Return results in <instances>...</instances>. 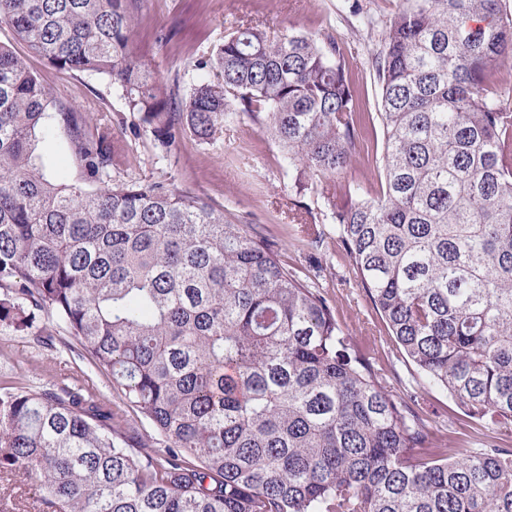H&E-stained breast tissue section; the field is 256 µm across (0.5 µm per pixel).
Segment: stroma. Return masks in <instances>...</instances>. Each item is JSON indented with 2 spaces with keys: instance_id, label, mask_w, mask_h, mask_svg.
<instances>
[{
  "instance_id": "obj_1",
  "label": "stroma",
  "mask_w": 512,
  "mask_h": 512,
  "mask_svg": "<svg viewBox=\"0 0 512 512\" xmlns=\"http://www.w3.org/2000/svg\"><path fill=\"white\" fill-rule=\"evenodd\" d=\"M397 4L398 0H141L130 50L155 73L161 94L182 96L199 81L197 62L222 41L234 22H266L275 32L292 28L315 36L333 34L354 62L352 80L360 110L373 129L358 146L360 161L345 169L338 181L374 192L380 171L363 161L364 156L381 152L383 140L372 58L382 46L385 24ZM0 43L24 58L54 104L73 107L90 122L111 123L115 139L126 150V162L113 171L114 180L171 181L224 205L240 223L255 226L273 244L280 262L330 302L353 349L383 376L392 398L406 403L425 423L434 442L476 448L494 439V425L467 416L446 390L428 385L398 351L386 322L361 287L335 225L325 215L319 181H312L306 194L297 195L285 152L264 127L240 112L214 139L185 138L166 149L138 114L129 111L122 89L110 76L59 72L16 42L4 24H0ZM34 155L53 181H82L83 173L65 140L36 142ZM297 204L308 207L309 223L324 229L319 245H312L288 223L285 214ZM54 335L53 345L48 346L0 323V386L21 384L39 390L56 379L85 383L98 399L110 404L116 421L129 424L140 436H153L151 424L114 389L111 375L83 356L66 326L56 324Z\"/></svg>"
}]
</instances>
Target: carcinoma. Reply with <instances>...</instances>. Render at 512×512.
<instances>
[{
  "instance_id": "1",
  "label": "carcinoma",
  "mask_w": 512,
  "mask_h": 512,
  "mask_svg": "<svg viewBox=\"0 0 512 512\" xmlns=\"http://www.w3.org/2000/svg\"><path fill=\"white\" fill-rule=\"evenodd\" d=\"M140 0H0V23L58 71L107 74L164 146L207 141L240 110L325 208L399 350L471 417L512 434V63L502 0H404L376 57L384 186L336 176L364 133L336 38L242 23L162 97L129 44ZM0 44V322L69 328L163 438L112 423L84 386L0 387V480L35 512H512V448H431L424 424L350 350L333 309L264 237L174 183L114 181L107 122L50 113ZM86 182L54 183L36 135ZM0 512H28L9 485Z\"/></svg>"
}]
</instances>
